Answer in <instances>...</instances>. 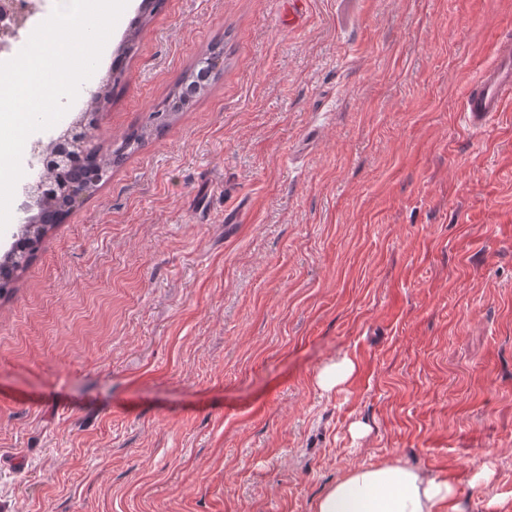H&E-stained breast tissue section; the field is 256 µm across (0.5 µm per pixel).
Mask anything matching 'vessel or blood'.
<instances>
[{
  "mask_svg": "<svg viewBox=\"0 0 512 512\" xmlns=\"http://www.w3.org/2000/svg\"><path fill=\"white\" fill-rule=\"evenodd\" d=\"M512 105V39L502 40L493 61L476 73L466 93L459 117L477 133Z\"/></svg>",
  "mask_w": 512,
  "mask_h": 512,
  "instance_id": "obj_1",
  "label": "vessel or blood"
}]
</instances>
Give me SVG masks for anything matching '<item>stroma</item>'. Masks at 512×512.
<instances>
[{"instance_id": "1", "label": "stroma", "mask_w": 512, "mask_h": 512, "mask_svg": "<svg viewBox=\"0 0 512 512\" xmlns=\"http://www.w3.org/2000/svg\"><path fill=\"white\" fill-rule=\"evenodd\" d=\"M141 2L27 139L0 256L113 57L112 147L224 71L0 298V512H315L390 463L512 512V110L459 121L512 0H163L118 55ZM220 60L221 54L213 53L202 62L201 67H203V69L200 76L198 70L190 71L169 99L162 104L161 109L154 112L155 115H158L156 119H160L157 126L163 125L166 117H169L175 112H179L194 98L204 93L210 82L223 71ZM206 76V80H203ZM357 371L356 363L348 358L342 357L336 362L326 365L317 376V385L324 392H331L345 385Z\"/></svg>"}]
</instances>
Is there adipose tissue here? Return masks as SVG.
Listing matches in <instances>:
<instances>
[{"mask_svg":"<svg viewBox=\"0 0 512 512\" xmlns=\"http://www.w3.org/2000/svg\"><path fill=\"white\" fill-rule=\"evenodd\" d=\"M455 496L447 481L391 463L351 471L323 492L315 512H445Z\"/></svg>","mask_w":512,"mask_h":512,"instance_id":"ef3b65f1","label":"adipose tissue"}]
</instances>
